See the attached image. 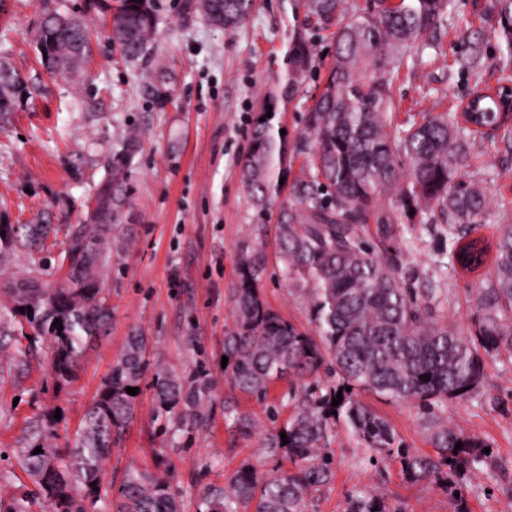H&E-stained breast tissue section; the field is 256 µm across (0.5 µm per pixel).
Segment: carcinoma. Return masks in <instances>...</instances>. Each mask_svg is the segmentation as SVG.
Masks as SVG:
<instances>
[{
	"mask_svg": "<svg viewBox=\"0 0 512 512\" xmlns=\"http://www.w3.org/2000/svg\"><path fill=\"white\" fill-rule=\"evenodd\" d=\"M342 0H308L309 12L323 23L339 22L335 55L323 88L306 116L304 133L294 142L274 131L267 107L279 111L288 90L309 71L312 44L295 33L287 52L282 87L270 92L250 133L240 164L241 179L253 205L265 212L288 185V201L277 216L280 272L288 287L305 296L315 335L300 330L271 309L261 295V264L247 256L238 266L231 293L232 326L224 336L228 362L224 377L237 395L224 398V425L249 438L255 424L238 397L267 393L288 378L294 412L260 440L258 456L273 462L261 467L245 460L225 475L224 485L207 484L196 512H313L312 494L333 478L332 444L343 426L375 465L399 463L411 483L427 482L448 493L451 512H470L466 480L481 464L492 462L484 441L448 424L441 409L469 400L486 382V361L512 358V224H502L495 247L476 235L490 208L483 183L499 177L485 171L457 178L474 154L491 145L512 154V0H495L490 19L500 48L487 82L484 37L467 39L457 59L458 73L473 78L474 98L450 112L424 113L407 128L393 127L392 78L418 39L442 24L453 0H377L363 15L341 9ZM36 34L43 63L55 75L75 70L86 47L81 19L56 0H39ZM214 24L239 26L252 0H196ZM109 37L129 61L144 58L155 29V0H115ZM143 93L163 109L173 100L171 78L154 72ZM31 95L28 82L0 60V119ZM141 151L136 135L127 136L112 155L83 224L65 229L59 254L60 278L48 282L29 274L5 283L0 292L21 307L27 322L53 343L50 372L58 388L74 381L86 349L112 317L100 272L112 251L124 247L120 216L126 204V171ZM300 174L291 177L297 156ZM403 187H398L402 174ZM395 192V199H383ZM430 213L447 225L451 248L446 268L474 273L490 264L487 286L478 297L472 329L448 323L443 301L403 286L405 274L389 242L399 233L401 215ZM375 226L381 247L365 241ZM0 254L32 251L47 234L43 225H3ZM60 319L63 329L54 325ZM148 339L128 336L122 352L86 411L73 443L60 447L54 420L31 426L21 467L33 479L46 512H99L102 463L137 416L136 395L128 387L148 386L156 418L169 437L191 435L210 416L213 381L205 371L185 376L155 365L148 373ZM330 375L322 380L320 372ZM430 380H424V377ZM415 406L434 449L422 454L403 448L389 423L359 401L357 391ZM342 392L341 404L332 398ZM289 443L282 444L281 433ZM463 448L455 449L456 443ZM42 452L34 453L35 448ZM289 460L292 468L282 467ZM156 472L130 470L112 495V512H181L169 480L168 458L160 454ZM345 512H402L373 488L354 491Z\"/></svg>",
	"mask_w": 512,
	"mask_h": 512,
	"instance_id": "1",
	"label": "carcinoma"
}]
</instances>
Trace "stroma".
Segmentation results:
<instances>
[{
  "label": "stroma",
  "mask_w": 512,
  "mask_h": 512,
  "mask_svg": "<svg viewBox=\"0 0 512 512\" xmlns=\"http://www.w3.org/2000/svg\"><path fill=\"white\" fill-rule=\"evenodd\" d=\"M84 22L88 43L82 63L65 76L48 75L35 43L41 11L38 0H6L0 12V56L25 76L41 80L42 94L29 99L0 124V224L83 223L103 170L129 132L143 148L126 173L128 198L122 222L131 230L129 248L101 272L112 306L106 330L88 348L70 386L58 389L48 373L47 338L29 341L0 333V347L25 351L23 366H0V494L27 498L33 482L21 469L17 448L36 420L56 416L60 437L80 425L127 337L148 336L149 360H161L190 375L206 370L216 381L212 414L204 429L170 448L152 417V393L143 391L140 410L103 464L104 481L120 484L128 470H149L156 451L168 449L170 482L180 492L183 512H196L208 483H223L248 455L255 438L231 440L222 406L230 386L222 374L224 333L232 324L230 294L240 260L263 256L265 302L285 320L313 332L304 297L289 290L280 273L276 214L258 218L240 177V160L266 95L286 68L295 30L314 45L313 68L274 130L295 140L318 95L335 51L332 30L310 18L304 0H254L245 22L234 30L213 25L186 0H158L150 57L127 61L110 38L108 0H62ZM493 0H456L436 33L421 38L418 56L408 58L392 82L395 126L420 119L424 111L453 110L471 84L448 71L463 50V33L488 34ZM171 72L174 102L156 108L141 87L155 69ZM499 171L487 183L493 200L479 236L494 240L500 225L512 224V157L489 149L473 158L469 174ZM414 250H407V241ZM393 247L406 277L405 287L434 289L446 300L449 323L467 326L477 312L485 283L481 276L454 277L435 262L448 250L440 225L430 215L405 219ZM482 397L449 403V422L493 449L491 465L470 473L471 512H512V362L486 364ZM288 381L270 385L266 395L241 398L258 433L280 426L292 413ZM362 402L384 416L412 450L432 446L416 408L361 393ZM335 477L317 492L318 512H343L348 495L380 488L403 512H448V496L427 483L406 482L396 463L380 468L363 463L362 450L346 430L333 445Z\"/></svg>",
  "instance_id": "obj_1"
}]
</instances>
